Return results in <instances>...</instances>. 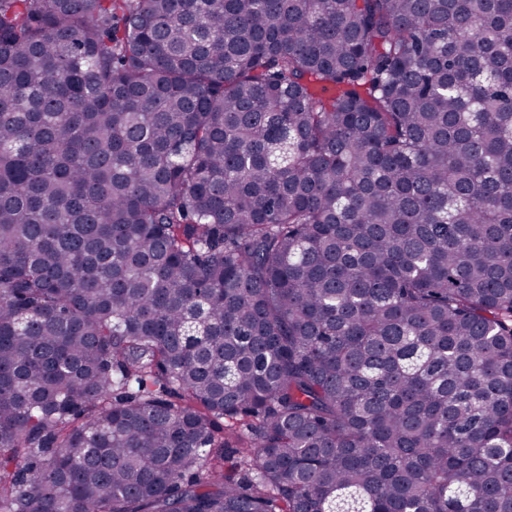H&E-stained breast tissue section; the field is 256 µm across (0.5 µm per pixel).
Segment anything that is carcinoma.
<instances>
[{
	"instance_id": "1",
	"label": "carcinoma",
	"mask_w": 512,
	"mask_h": 512,
	"mask_svg": "<svg viewBox=\"0 0 512 512\" xmlns=\"http://www.w3.org/2000/svg\"><path fill=\"white\" fill-rule=\"evenodd\" d=\"M0 512H512V0H0Z\"/></svg>"
}]
</instances>
